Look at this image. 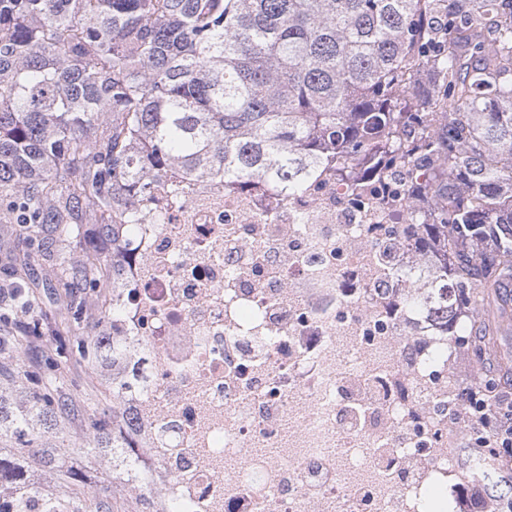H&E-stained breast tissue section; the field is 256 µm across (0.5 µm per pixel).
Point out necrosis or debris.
<instances>
[{"mask_svg":"<svg viewBox=\"0 0 512 512\" xmlns=\"http://www.w3.org/2000/svg\"><path fill=\"white\" fill-rule=\"evenodd\" d=\"M323 176L307 194L219 181L158 194L120 253L112 333L129 447L120 492L145 512H467L487 464L457 347L395 298L424 267L409 212Z\"/></svg>","mask_w":512,"mask_h":512,"instance_id":"1","label":"necrosis or debris"}]
</instances>
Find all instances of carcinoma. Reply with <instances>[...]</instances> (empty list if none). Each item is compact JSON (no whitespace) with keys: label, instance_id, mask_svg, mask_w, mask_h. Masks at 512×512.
Here are the masks:
<instances>
[{"label":"carcinoma","instance_id":"1","mask_svg":"<svg viewBox=\"0 0 512 512\" xmlns=\"http://www.w3.org/2000/svg\"><path fill=\"white\" fill-rule=\"evenodd\" d=\"M384 205L421 206L403 229L420 255L455 250L400 301L448 331L512 327V0H0V224L47 242L41 266L62 291L67 349L93 367L117 318L102 289L119 274L105 240L133 231L158 191L217 179L306 193L336 171ZM84 224L100 246L68 248ZM18 277L31 254L0 237ZM496 300L478 320L475 290ZM33 335L0 321V355L20 364ZM93 405L87 447L107 457L122 390ZM63 386L19 397L0 384V512H32L33 474L89 485L57 452L69 435ZM512 501L492 464L473 506Z\"/></svg>","mask_w":512,"mask_h":512}]
</instances>
